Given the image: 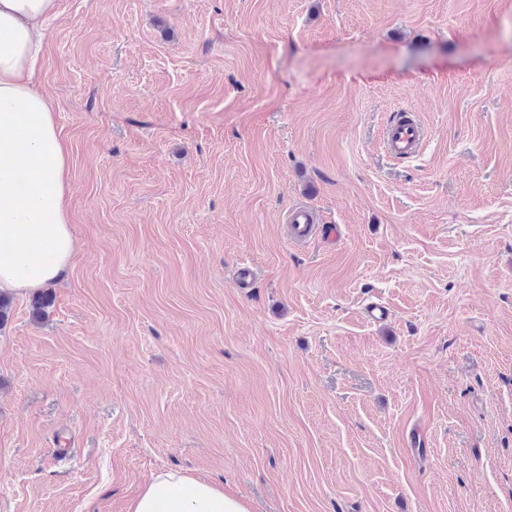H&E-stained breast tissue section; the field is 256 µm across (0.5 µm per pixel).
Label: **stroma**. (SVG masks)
<instances>
[{"label": "stroma", "mask_w": 512, "mask_h": 512, "mask_svg": "<svg viewBox=\"0 0 512 512\" xmlns=\"http://www.w3.org/2000/svg\"><path fill=\"white\" fill-rule=\"evenodd\" d=\"M59 3L78 249L0 326V512L167 470L250 512H512V0ZM294 206L339 238L290 242ZM403 112L383 133L384 147L389 154L400 159L418 154L426 139V129L416 115L411 114V110Z\"/></svg>", "instance_id": "obj_1"}]
</instances>
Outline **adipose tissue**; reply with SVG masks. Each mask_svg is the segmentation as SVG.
Here are the masks:
<instances>
[{
    "mask_svg": "<svg viewBox=\"0 0 512 512\" xmlns=\"http://www.w3.org/2000/svg\"><path fill=\"white\" fill-rule=\"evenodd\" d=\"M58 0H0V291L58 281L77 243L70 228L69 147L36 83L42 36ZM127 512H250L214 483L154 474Z\"/></svg>",
    "mask_w": 512,
    "mask_h": 512,
    "instance_id": "obj_1",
    "label": "adipose tissue"
}]
</instances>
